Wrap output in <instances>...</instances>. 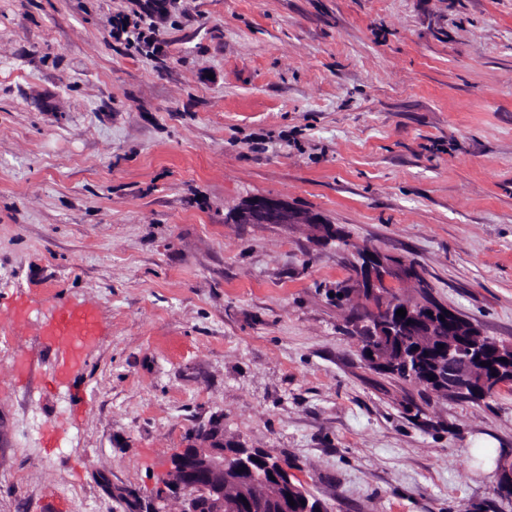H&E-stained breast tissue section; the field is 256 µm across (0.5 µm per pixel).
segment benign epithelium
<instances>
[{"mask_svg": "<svg viewBox=\"0 0 512 512\" xmlns=\"http://www.w3.org/2000/svg\"><path fill=\"white\" fill-rule=\"evenodd\" d=\"M232 220L237 224H304L326 241L338 237L336 225L327 224L314 213L300 211L288 202L255 197L238 206ZM413 280L409 267L394 258L366 249L362 262L353 269L351 296L368 309L369 325L361 349L371 367H387L398 372L415 360L427 377L447 386L450 395L488 396L489 392L512 384V342L485 336L468 319L425 302L407 303L396 293L394 282ZM406 310L405 317L396 315ZM253 450L230 453L224 443H201L184 448L170 460L165 481L167 490L181 493L186 500L184 512H200L204 501L210 512H238L239 500L224 498V485L233 482L242 491L256 485L277 483L282 492L270 503L272 512H288V488L303 498L309 492L293 483L287 468L271 455L264 468H253L249 461Z\"/></svg>", "mask_w": 512, "mask_h": 512, "instance_id": "obj_1", "label": "benign epithelium"}]
</instances>
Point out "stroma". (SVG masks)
<instances>
[{"instance_id":"1","label":"stroma","mask_w":512,"mask_h":512,"mask_svg":"<svg viewBox=\"0 0 512 512\" xmlns=\"http://www.w3.org/2000/svg\"><path fill=\"white\" fill-rule=\"evenodd\" d=\"M366 246L512 341V0H0V512H182L213 422L329 512H512V385L366 365L326 296ZM232 220L236 224H304L326 241H336V225L327 224L318 215L300 211L288 202L268 197H255L238 206ZM93 325L94 317L88 312L62 308L53 327L54 338L49 339V344L43 348V352L47 355L57 356L59 353L57 341H64V337L70 338L74 346L82 348L91 337Z\"/></svg>"}]
</instances>
